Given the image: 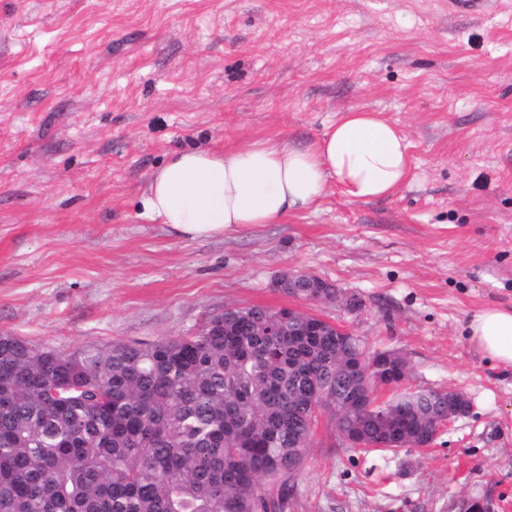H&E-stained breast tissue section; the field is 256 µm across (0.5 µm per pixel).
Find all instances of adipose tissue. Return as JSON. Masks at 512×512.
I'll use <instances>...</instances> for the list:
<instances>
[{
    "mask_svg": "<svg viewBox=\"0 0 512 512\" xmlns=\"http://www.w3.org/2000/svg\"><path fill=\"white\" fill-rule=\"evenodd\" d=\"M407 148L405 136L378 113L351 110L310 148L259 139L224 152L173 153L152 173L142 207L192 240L279 224L316 206L332 180L355 200L392 195L409 171ZM469 333L488 359L512 366V309L482 310Z\"/></svg>",
    "mask_w": 512,
    "mask_h": 512,
    "instance_id": "1",
    "label": "adipose tissue"
}]
</instances>
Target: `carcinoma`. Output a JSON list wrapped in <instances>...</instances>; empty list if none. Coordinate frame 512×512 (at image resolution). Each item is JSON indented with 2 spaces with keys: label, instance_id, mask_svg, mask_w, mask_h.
Instances as JSON below:
<instances>
[{
  "label": "carcinoma",
  "instance_id": "1",
  "mask_svg": "<svg viewBox=\"0 0 512 512\" xmlns=\"http://www.w3.org/2000/svg\"><path fill=\"white\" fill-rule=\"evenodd\" d=\"M288 310L251 305L197 332L64 353L0 336V512H285L309 447L316 391L361 388L340 329L299 335ZM435 389L357 413L366 442L435 430Z\"/></svg>",
  "mask_w": 512,
  "mask_h": 512
}]
</instances>
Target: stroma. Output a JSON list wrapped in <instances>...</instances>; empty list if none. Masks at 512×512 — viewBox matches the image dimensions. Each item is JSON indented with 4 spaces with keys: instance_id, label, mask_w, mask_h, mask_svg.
<instances>
[{
    "instance_id": "35a3bbf8",
    "label": "stroma",
    "mask_w": 512,
    "mask_h": 512,
    "mask_svg": "<svg viewBox=\"0 0 512 512\" xmlns=\"http://www.w3.org/2000/svg\"><path fill=\"white\" fill-rule=\"evenodd\" d=\"M353 109L407 138L393 195L332 181L312 210L206 240L145 215L172 152L307 148ZM288 270L343 292L308 312L471 411L397 452L347 447L320 412L287 512H512V368L466 330L512 307V0H0V336H184L227 307L298 306Z\"/></svg>"
}]
</instances>
